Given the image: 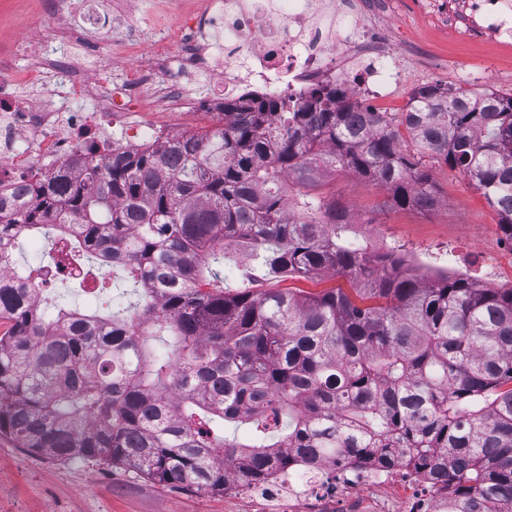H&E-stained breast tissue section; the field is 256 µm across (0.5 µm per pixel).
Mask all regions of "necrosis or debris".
<instances>
[{"label": "necrosis or debris", "mask_w": 512, "mask_h": 512, "mask_svg": "<svg viewBox=\"0 0 512 512\" xmlns=\"http://www.w3.org/2000/svg\"><path fill=\"white\" fill-rule=\"evenodd\" d=\"M111 15L110 27L81 56L41 36L19 40L12 55H0V197L21 209L23 186L76 170L88 155L150 149L170 138V129L141 127L127 119L130 103L147 99L158 73L169 79L161 109L180 112L224 110L226 101L252 91L268 97L284 93L302 99L323 84L358 98L375 110L401 85L416 82L402 45L376 20L373 9L386 0H208L187 14L178 40L162 39L147 65L131 69L115 90L96 93L102 61L129 55L139 27L131 0H51V26L64 29L73 16L90 15L96 2ZM476 42L512 52V0H468L447 19ZM54 67V87L40 99L19 95V84H36L44 65ZM205 73L209 96L193 95L184 78ZM97 95L103 122L93 123L77 101ZM226 497L249 504L252 512H439L447 488L413 451L394 465L357 467L344 458L317 472L298 469L289 476L270 472L264 482L231 475Z\"/></svg>", "instance_id": "necrosis-or-debris-1"}]
</instances>
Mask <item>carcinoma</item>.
Segmentation results:
<instances>
[{"label":"carcinoma","mask_w":512,"mask_h":512,"mask_svg":"<svg viewBox=\"0 0 512 512\" xmlns=\"http://www.w3.org/2000/svg\"><path fill=\"white\" fill-rule=\"evenodd\" d=\"M224 110L215 129L32 183L28 207L0 221L1 248L55 231L48 263L0 278V434L219 493L244 458L257 482L413 448L451 487L446 512H512V288L407 274L311 191L348 169L395 206L431 209L427 157L475 181L512 243V96L426 85L396 116L320 85L301 106L284 94ZM237 251L271 279L332 271L350 288L229 291ZM100 255L134 303L75 321L50 294L31 303L28 285L88 275Z\"/></svg>","instance_id":"carcinoma-1"}]
</instances>
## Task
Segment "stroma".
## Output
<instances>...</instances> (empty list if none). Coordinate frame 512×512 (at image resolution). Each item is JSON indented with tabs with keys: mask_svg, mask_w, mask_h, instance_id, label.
<instances>
[{
	"mask_svg": "<svg viewBox=\"0 0 512 512\" xmlns=\"http://www.w3.org/2000/svg\"><path fill=\"white\" fill-rule=\"evenodd\" d=\"M50 8V0H0V52L31 33ZM387 20L403 31L405 44L424 47L433 62V83L452 87L468 73L482 72L494 92L512 93L511 60L495 59L489 47L449 36L445 27L413 14L410 0H392ZM130 118L183 133L220 124L209 112H154L145 106ZM426 170L438 198L430 209L389 205L382 186L343 170L327 173L319 191L347 209L351 239L372 250L395 251L407 270L462 274L492 288H512V245L496 210L462 170L431 160ZM54 288L64 304L95 311L134 299L118 277L102 296L68 280ZM244 507L218 493L155 483L101 461L53 460L0 435V512H243Z\"/></svg>",
	"mask_w": 512,
	"mask_h": 512,
	"instance_id": "35a3bbf8",
	"label": "stroma"
}]
</instances>
